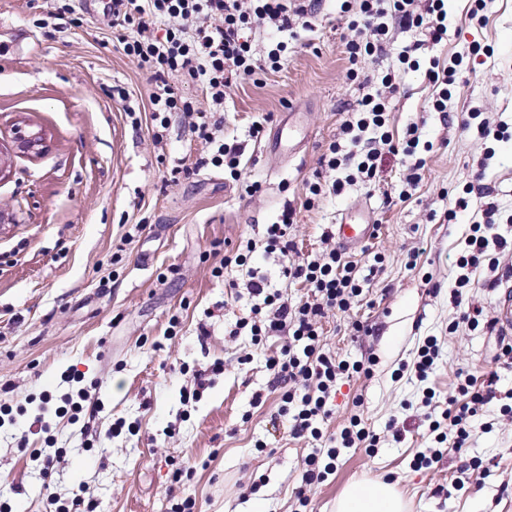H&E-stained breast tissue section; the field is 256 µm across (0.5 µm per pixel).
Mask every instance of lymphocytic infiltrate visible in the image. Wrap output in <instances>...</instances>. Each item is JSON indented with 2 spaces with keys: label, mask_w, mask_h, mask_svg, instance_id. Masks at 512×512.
Wrapping results in <instances>:
<instances>
[{
  "label": "lymphocytic infiltrate",
  "mask_w": 512,
  "mask_h": 512,
  "mask_svg": "<svg viewBox=\"0 0 512 512\" xmlns=\"http://www.w3.org/2000/svg\"><path fill=\"white\" fill-rule=\"evenodd\" d=\"M340 9L350 33L346 78L363 94L322 153L319 171L305 182L302 205L314 207L325 195L341 194L345 187L357 183L374 185L388 154L400 157L405 165L398 197L409 200L419 186L424 167L420 133L413 124L403 136H394L389 128L391 99L400 91V73L421 69L420 50L444 40L448 5L446 0H341ZM109 11L113 38L124 54L150 76L153 138L163 140L173 116L179 115L189 119L192 133L210 147L207 156L197 159L194 167H173L172 180L190 176L193 169L212 166L223 169L230 180L241 181L240 145L226 144L220 135V123L198 111L178 85H199L214 110H223L224 97L237 80L277 70L285 58L287 46L281 41L271 43L265 52H257L249 37L254 25L264 23L277 34L305 25L308 10L302 0H112ZM397 28L419 32L421 38L395 47L393 31ZM391 52L396 55L397 67L380 80H373L361 69V61ZM464 67L459 55L445 62L430 58L426 75L439 88L432 102L434 111L447 110L451 88ZM497 211L495 202H484L482 222L472 225L466 246L456 259L459 287H469V272L481 263L498 267L501 256L512 246L495 231ZM294 215V208L285 207L277 222L267 225L262 242L249 239L238 245L233 254L213 267L212 274L222 277L230 267L247 271L244 286L252 304L237 320L236 332H247L256 345L273 336L287 339L280 352L268 358L267 367L280 388L279 414L293 437L319 443L304 460L296 492L300 506L305 507L309 504L308 488L324 482L335 470L339 448L373 449L379 439L357 416L351 417L336 435H324L320 427L332 413L338 380L372 370L367 362L336 359L323 344L324 320L348 314L361 302L363 286L357 261L336 246L334 232L323 231L324 246L316 253L305 255L297 250L290 236ZM259 247L276 258L285 278L309 288L306 300L289 302L272 287L267 275L251 268V256ZM460 393L461 401H450L440 419L429 424L437 443L447 439L441 429L442 421L447 420L456 429V447H463L474 417L493 399L492 392L470 385L461 387Z\"/></svg>",
  "instance_id": "obj_1"
}]
</instances>
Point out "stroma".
<instances>
[{
	"label": "stroma",
	"mask_w": 512,
	"mask_h": 512,
	"mask_svg": "<svg viewBox=\"0 0 512 512\" xmlns=\"http://www.w3.org/2000/svg\"><path fill=\"white\" fill-rule=\"evenodd\" d=\"M307 3L310 28L280 36L288 45L282 68L257 83L238 81L224 100V137L242 144L245 176L262 185L250 197L213 167L165 184L167 166L193 164L206 149L178 117L167 140H153L149 77L113 44L99 0H73L76 22L62 32L48 21L52 0H0V151L11 171L0 181V405L13 415L0 426V503L12 512H45L47 492L65 500L81 486L95 512H170L188 496L197 512H297L304 460L317 443L293 437L277 418L280 393L267 358L282 341L256 347L234 335L248 294L228 285L238 272L212 277L204 255L262 239L318 170L361 95L345 78L347 33L337 0ZM469 8L470 0H448V36L425 52L445 59L468 56L475 42L490 49L470 58L447 113L433 110L437 89L420 70L403 74L391 105L393 130L417 123L432 145L412 199H398L402 163L392 156L375 186L346 187L297 216L295 242L304 254L320 248L323 230L348 207H362L376 226L351 249L366 279L362 301L324 324L337 359L376 364L370 376L339 382L322 429L340 431L356 415L379 443L372 451L341 449L335 473L310 492L311 512H334L347 484L378 477L396 483L411 512H512V358L487 325L500 302L512 300L503 277L512 255L498 269H472L462 291L483 323L448 329L460 313L456 258L482 218L473 194L454 222L445 221L465 185L491 191L499 231L512 237V138L484 149L463 126L476 111L512 127V0H486L481 22ZM292 112L307 128L293 158L271 148L275 128ZM260 119L265 133L255 139L249 127ZM18 128L43 131L41 154L15 148ZM135 224L143 232L122 243ZM376 252L385 262L372 276ZM174 316L180 326L170 337ZM351 320L367 333L352 335ZM430 337L439 353L422 380L413 363ZM219 359L223 373L211 374ZM72 368L90 383L87 402L98 410L75 424L55 419L42 433L36 399L46 393L60 406L72 390L61 376ZM205 370L210 383L200 400L184 403L194 372ZM468 379L495 397L479 411L467 444L444 443L438 462L414 468L416 454L436 447L425 391L444 406ZM119 420L137 433L110 435ZM49 434L65 454L45 482L30 454ZM476 458L481 467L473 466ZM176 462L193 469L178 482Z\"/></svg>",
	"instance_id": "obj_1"
}]
</instances>
